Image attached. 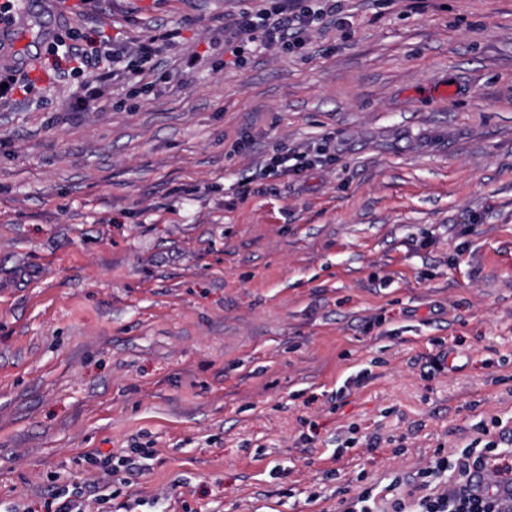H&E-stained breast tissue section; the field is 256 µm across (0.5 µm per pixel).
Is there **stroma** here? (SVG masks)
I'll return each instance as SVG.
<instances>
[{
  "instance_id": "1",
  "label": "stroma",
  "mask_w": 512,
  "mask_h": 512,
  "mask_svg": "<svg viewBox=\"0 0 512 512\" xmlns=\"http://www.w3.org/2000/svg\"><path fill=\"white\" fill-rule=\"evenodd\" d=\"M28 4L25 59L175 29L178 78L0 110V512L97 449H155L136 512H336L483 428L512 448V0H342L236 53L270 0ZM271 8V23L259 27L249 14L241 15L233 24L231 38L246 37L248 41L264 48L290 49L304 45V35L313 22L311 15L300 0H275ZM323 159L325 158L321 155H311L307 151L300 152L298 149L278 153L266 162L262 169L263 175L288 177L290 174H297L308 168L322 166ZM291 160L295 163L288 165Z\"/></svg>"
}]
</instances>
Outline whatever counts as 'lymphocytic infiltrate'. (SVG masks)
Segmentation results:
<instances>
[{
	"label": "lymphocytic infiltrate",
	"instance_id": "1",
	"mask_svg": "<svg viewBox=\"0 0 512 512\" xmlns=\"http://www.w3.org/2000/svg\"><path fill=\"white\" fill-rule=\"evenodd\" d=\"M271 13L272 22L262 26L255 25L251 15H241L233 24V38L244 37L266 48L287 50L303 46L312 18L301 0H275ZM70 37L72 42L68 45L61 38H53L45 61L57 80L84 76L83 93L76 99L81 107L103 99L107 87L124 74L128 60L153 64L161 44L170 42L174 34L169 31L126 44L114 43L101 29H74ZM154 454L151 448L115 459L100 458L95 451L88 453V460L95 465L90 481L99 491L96 503L100 512H112L113 488L127 484L129 475L139 468V457ZM478 473L486 481L481 491L473 486V477ZM509 487L512 488V452L489 438L480 447L470 444L453 452L435 449L412 481L417 499L409 503L397 498L390 508L391 512H512V499L499 495L500 489Z\"/></svg>",
	"mask_w": 512,
	"mask_h": 512
}]
</instances>
